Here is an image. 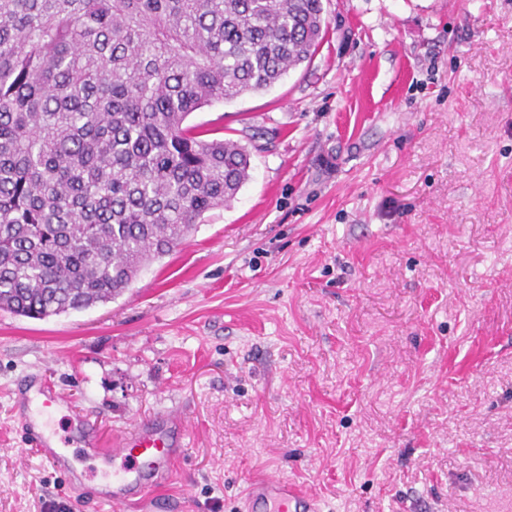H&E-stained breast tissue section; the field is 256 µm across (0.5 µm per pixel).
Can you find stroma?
I'll return each mask as SVG.
<instances>
[{
	"instance_id": "1",
	"label": "stroma",
	"mask_w": 512,
	"mask_h": 512,
	"mask_svg": "<svg viewBox=\"0 0 512 512\" xmlns=\"http://www.w3.org/2000/svg\"><path fill=\"white\" fill-rule=\"evenodd\" d=\"M271 90L192 113L251 177L116 299L0 310V512H108L29 446L42 372L103 445L178 408L185 455L126 512H512V0H322ZM244 512H318L315 501L279 475L250 483L245 490Z\"/></svg>"
}]
</instances>
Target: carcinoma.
<instances>
[{
    "label": "carcinoma",
    "mask_w": 512,
    "mask_h": 512,
    "mask_svg": "<svg viewBox=\"0 0 512 512\" xmlns=\"http://www.w3.org/2000/svg\"><path fill=\"white\" fill-rule=\"evenodd\" d=\"M322 0H0V309L107 303L250 179L186 124L316 54Z\"/></svg>",
    "instance_id": "1"
}]
</instances>
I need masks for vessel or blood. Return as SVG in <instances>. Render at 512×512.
Returning <instances> with one entry per match:
<instances>
[{"mask_svg": "<svg viewBox=\"0 0 512 512\" xmlns=\"http://www.w3.org/2000/svg\"><path fill=\"white\" fill-rule=\"evenodd\" d=\"M64 400L41 373L34 372L17 388L14 408L29 444L66 476L72 488L80 489L88 486V474L73 466L68 439L58 436L49 424L51 409ZM69 430L86 457L113 465L112 475L93 487L97 503L109 506L112 512H123L127 505L145 499L168 479L172 463L184 453L185 425L172 411L137 424L110 448L101 446L88 420L71 421ZM244 512H318V507L287 478L272 475L247 486Z\"/></svg>", "mask_w": 512, "mask_h": 512, "instance_id": "vessel-or-blood-1", "label": "vessel or blood"}]
</instances>
